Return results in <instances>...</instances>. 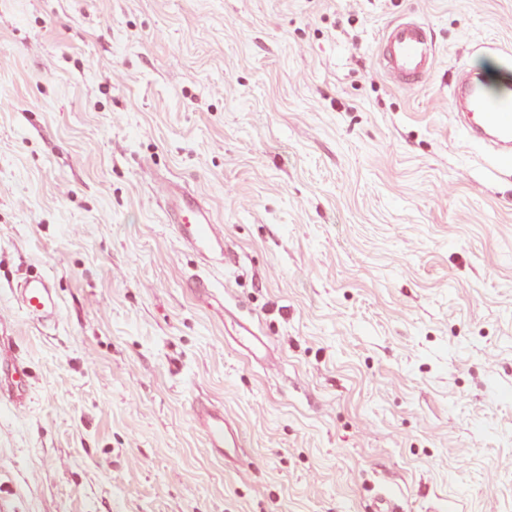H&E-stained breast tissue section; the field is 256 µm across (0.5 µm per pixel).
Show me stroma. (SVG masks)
Returning <instances> with one entry per match:
<instances>
[{"mask_svg": "<svg viewBox=\"0 0 512 512\" xmlns=\"http://www.w3.org/2000/svg\"><path fill=\"white\" fill-rule=\"evenodd\" d=\"M410 13L437 69L406 91L377 55ZM494 41L512 0H0V318L33 385L0 512H512V174L448 117ZM31 270L54 328L14 300ZM157 195L169 206L170 219L182 243L205 263L224 267V231L197 197L169 181L159 182ZM19 309L33 322L51 325L58 322L60 302L53 283L41 275H29L14 289ZM193 419L202 432L208 448L220 456H238L241 439L233 419L224 415L221 407H194Z\"/></svg>", "mask_w": 512, "mask_h": 512, "instance_id": "stroma-1", "label": "stroma"}]
</instances>
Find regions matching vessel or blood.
<instances>
[{
  "mask_svg": "<svg viewBox=\"0 0 512 512\" xmlns=\"http://www.w3.org/2000/svg\"><path fill=\"white\" fill-rule=\"evenodd\" d=\"M475 54L496 58L498 77L478 67H464L452 76L453 95L458 108L456 125L472 142L486 149L493 165L512 171V52L494 44H482ZM437 52L428 26L419 18L406 16L389 24L382 35L378 64L384 75L403 89L424 83L436 66ZM157 195L169 206L170 219L182 243L202 261L223 262L224 231L197 197L169 181L159 182ZM19 309L41 325L57 323L60 302L52 282L30 275L14 290ZM11 372L0 378V404L20 411L30 394L28 375L18 357L10 359ZM195 424L212 451L224 457L238 455L241 439L233 419L220 407H197Z\"/></svg>",
  "mask_w": 512,
  "mask_h": 512,
  "instance_id": "vessel-or-blood-1",
  "label": "vessel or blood"
}]
</instances>
